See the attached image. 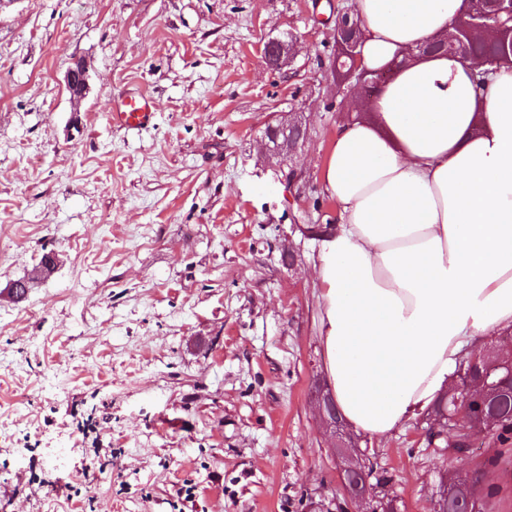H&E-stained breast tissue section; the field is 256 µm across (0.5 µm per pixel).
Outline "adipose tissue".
I'll use <instances>...</instances> for the list:
<instances>
[{
    "label": "adipose tissue",
    "instance_id": "1",
    "mask_svg": "<svg viewBox=\"0 0 512 512\" xmlns=\"http://www.w3.org/2000/svg\"><path fill=\"white\" fill-rule=\"evenodd\" d=\"M468 0H355L368 69L396 76L341 122L318 243L325 371L342 418L381 438L449 390L467 348L512 329V65L419 54Z\"/></svg>",
    "mask_w": 512,
    "mask_h": 512
}]
</instances>
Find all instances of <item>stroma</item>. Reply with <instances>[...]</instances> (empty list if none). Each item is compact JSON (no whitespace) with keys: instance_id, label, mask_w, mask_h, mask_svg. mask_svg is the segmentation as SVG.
Returning a JSON list of instances; mask_svg holds the SVG:
<instances>
[{"instance_id":"1","label":"stroma","mask_w":512,"mask_h":512,"mask_svg":"<svg viewBox=\"0 0 512 512\" xmlns=\"http://www.w3.org/2000/svg\"><path fill=\"white\" fill-rule=\"evenodd\" d=\"M353 3L0 0V512H366L319 420L300 230L340 221L323 171L351 98L330 8ZM286 33L294 61L269 69L262 43ZM127 88L157 103L137 136L106 117ZM282 112L310 125L290 189L261 144ZM47 251L56 269L15 302ZM361 447L399 512H430L460 467L496 487L483 512H512V440L458 458L414 419ZM65 86L73 99L78 102L88 89V68L81 60H76L67 69L65 77Z\"/></svg>"}]
</instances>
